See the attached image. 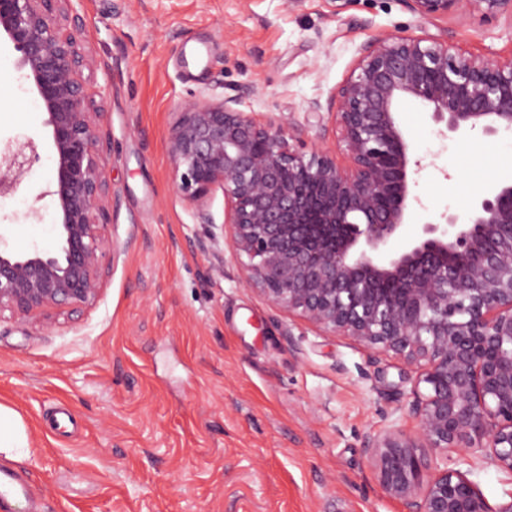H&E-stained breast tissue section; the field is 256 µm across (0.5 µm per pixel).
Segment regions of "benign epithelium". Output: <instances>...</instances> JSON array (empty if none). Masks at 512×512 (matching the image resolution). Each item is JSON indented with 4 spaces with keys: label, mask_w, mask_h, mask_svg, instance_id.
<instances>
[{
    "label": "benign epithelium",
    "mask_w": 512,
    "mask_h": 512,
    "mask_svg": "<svg viewBox=\"0 0 512 512\" xmlns=\"http://www.w3.org/2000/svg\"><path fill=\"white\" fill-rule=\"evenodd\" d=\"M67 2L0 0V38L20 54L47 114L61 221L52 253L0 249V318L46 329L52 313L100 297L108 248L101 113L81 80L82 21ZM402 2L422 20L463 10L512 19V0ZM405 99L431 109L451 134L511 132L512 60L430 35L371 38L327 106H310L330 116L342 164L331 149H294L298 126L242 111L240 95L202 97L169 129L174 182L211 227L207 198L224 191V224L196 243L212 270L224 274L228 252L239 282L268 304L414 370L416 432L390 425L364 445L384 493L406 512H512V495L492 504L471 479L479 462L512 474V183L477 193L464 223L443 214L411 229L412 162L398 119ZM38 159L33 138L0 146V197ZM405 236L407 246L391 251ZM427 448L458 458L433 467Z\"/></svg>",
    "instance_id": "1"
}]
</instances>
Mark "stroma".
I'll list each match as a JSON object with an SVG mask.
<instances>
[{"instance_id": "obj_1", "label": "stroma", "mask_w": 512, "mask_h": 512, "mask_svg": "<svg viewBox=\"0 0 512 512\" xmlns=\"http://www.w3.org/2000/svg\"><path fill=\"white\" fill-rule=\"evenodd\" d=\"M83 22L82 78L113 200L104 290L53 329L0 321V403L37 453L15 463L30 494L8 512H405L380 489L364 440L388 422L416 429L409 366L322 334L209 270L203 225L173 186L175 112L245 87L240 108L290 117L294 149L335 145L327 103L380 33L447 31L493 61L512 58V20L467 12L419 23L401 0H70ZM0 44V139L45 141L0 199V247L58 242L56 161L46 113ZM400 118L424 168L414 224L466 218L474 195L512 181L505 135L441 136L416 102Z\"/></svg>"}]
</instances>
